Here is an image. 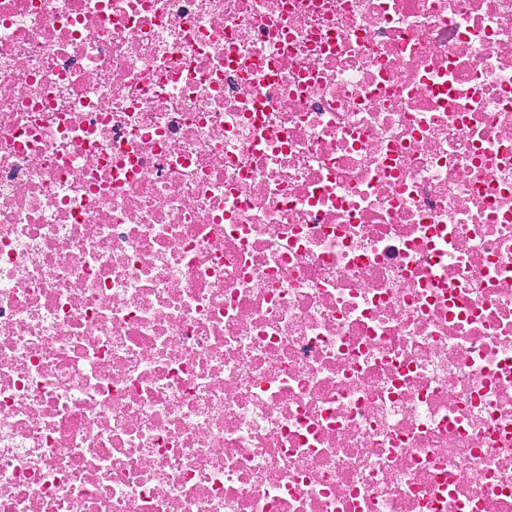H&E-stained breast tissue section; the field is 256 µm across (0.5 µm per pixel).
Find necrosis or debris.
<instances>
[{"label": "necrosis or debris", "instance_id": "obj_1", "mask_svg": "<svg viewBox=\"0 0 512 512\" xmlns=\"http://www.w3.org/2000/svg\"><path fill=\"white\" fill-rule=\"evenodd\" d=\"M0 512H512V0H0Z\"/></svg>", "mask_w": 512, "mask_h": 512}]
</instances>
